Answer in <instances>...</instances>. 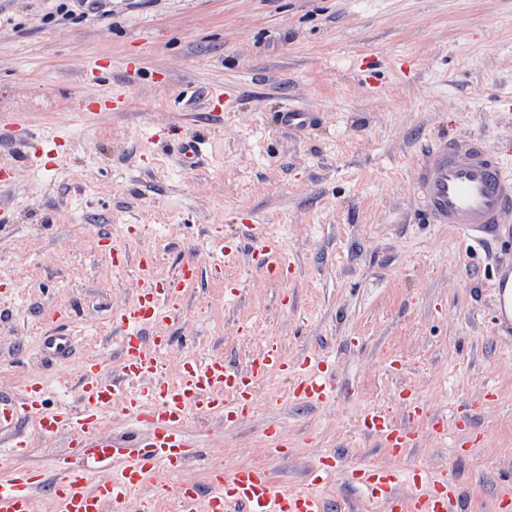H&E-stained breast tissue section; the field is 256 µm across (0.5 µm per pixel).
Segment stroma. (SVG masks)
Here are the masks:
<instances>
[{
  "label": "stroma",
  "mask_w": 512,
  "mask_h": 512,
  "mask_svg": "<svg viewBox=\"0 0 512 512\" xmlns=\"http://www.w3.org/2000/svg\"><path fill=\"white\" fill-rule=\"evenodd\" d=\"M56 6L0 0V113L52 155L32 167L0 146L11 206L0 225V393L36 376L51 404L73 402L77 361L41 357L49 310L76 309L79 359L116 358L113 307L191 254L204 270L162 327L175 337L168 377L188 356L246 364L272 337L289 359L321 355L338 394L298 403L268 375L250 416L189 419L209 446L185 478L260 464L279 484H314L327 512H382L350 478L357 464L390 461L361 422L378 408L405 420L414 398L447 419L448 436L420 422L399 468L448 473L469 512H497L512 469V323L493 322L492 290L512 278V223L472 246L427 221L413 178L428 149L452 138H479L512 167V0H97L92 11L74 0L66 19ZM130 61L139 77L125 111L89 113L90 96L108 93ZM92 66L103 74L94 83ZM221 88L232 96L210 114ZM291 107L318 125L279 131ZM169 127L204 141L196 169L168 149ZM241 212L278 242L290 279L267 278L246 238L225 265L218 240ZM109 237L134 255L128 267L106 262ZM143 253L155 257L144 269ZM271 426L287 454L271 453ZM24 430L16 462L49 470L66 437ZM326 454L336 467L322 474ZM16 462L0 460V471Z\"/></svg>",
  "instance_id": "1"
}]
</instances>
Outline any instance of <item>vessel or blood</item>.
<instances>
[{"label": "vessel or blood", "instance_id": "obj_1", "mask_svg": "<svg viewBox=\"0 0 512 512\" xmlns=\"http://www.w3.org/2000/svg\"><path fill=\"white\" fill-rule=\"evenodd\" d=\"M135 79L127 69L121 85L104 96L92 97L96 112H119L127 103L126 88ZM280 129L303 133L318 123L316 113L286 109L277 120ZM178 155L194 166L204 144L175 137ZM415 191L431 223L452 224L468 232L476 244L496 233L512 211V170L503 158L479 139L443 140L426 153L414 175ZM254 251L266 273L274 278L287 271L285 260L271 238H258ZM196 258L183 260L175 274L164 280L139 283L136 299L115 310L113 326L121 337L117 369L107 361L80 363L78 407L48 406L47 388L36 378L24 381L15 399L0 402V435L6 436L7 456L26 454L28 439L17 430L20 420L34 422L43 437H68L51 477L32 468H13L0 477V512H38L35 488L49 484L55 512H153L152 500L132 504L131 494L150 475L161 473L175 481L177 512H325L322 493L306 486L285 489L270 472L257 465L221 466L210 470L209 492L181 480L184 466L203 446L201 434L189 433V416L219 417L236 422L249 414L263 378L276 373L288 381V394L296 401L321 404L334 399L336 387L328 379L317 355L296 361L283 357L277 341L267 340L246 367L233 368L223 358H193L180 363L176 382L166 380L162 354L171 338L159 333L171 318L172 304L198 279ZM72 314L56 308L41 339L45 361L66 360L74 354ZM121 406L130 429L105 430L103 410ZM366 431L377 437L394 459L415 445L410 422H395L385 409L363 419ZM370 500L388 512H461L462 500L453 478L414 480L411 494H403V473L392 464L365 465L353 472Z\"/></svg>", "mask_w": 512, "mask_h": 512}]
</instances>
